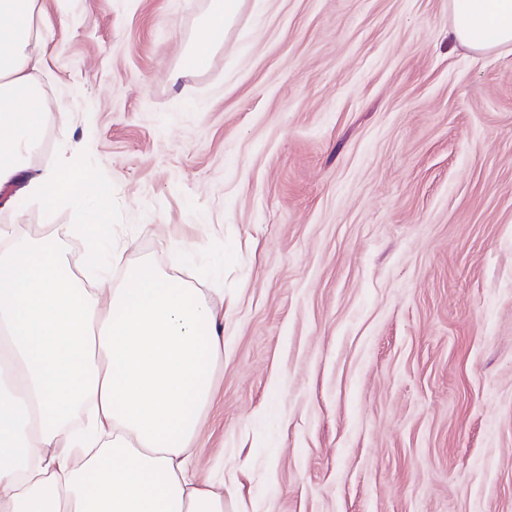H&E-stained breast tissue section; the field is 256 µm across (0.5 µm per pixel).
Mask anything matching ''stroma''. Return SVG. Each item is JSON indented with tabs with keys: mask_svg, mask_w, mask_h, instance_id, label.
I'll list each match as a JSON object with an SVG mask.
<instances>
[{
	"mask_svg": "<svg viewBox=\"0 0 512 512\" xmlns=\"http://www.w3.org/2000/svg\"><path fill=\"white\" fill-rule=\"evenodd\" d=\"M208 2L43 0L31 157L85 144L125 261L223 289L200 478L229 512H512V51L450 43L448 0H244L183 70Z\"/></svg>",
	"mask_w": 512,
	"mask_h": 512,
	"instance_id": "35a3bbf8",
	"label": "stroma"
}]
</instances>
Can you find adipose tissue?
<instances>
[{"mask_svg": "<svg viewBox=\"0 0 512 512\" xmlns=\"http://www.w3.org/2000/svg\"><path fill=\"white\" fill-rule=\"evenodd\" d=\"M241 0H211L186 63L223 43ZM449 41L512 47V0H448ZM53 32L41 0H0V187L16 183L52 115L42 86ZM28 198L88 212L79 231L110 236L111 182L80 151L29 172ZM95 209H88L89 201ZM68 228L0 225V512H224V489L193 465L199 421L224 359V307L149 261L113 287L72 271Z\"/></svg>", "mask_w": 512, "mask_h": 512, "instance_id": "obj_1", "label": "adipose tissue"}]
</instances>
